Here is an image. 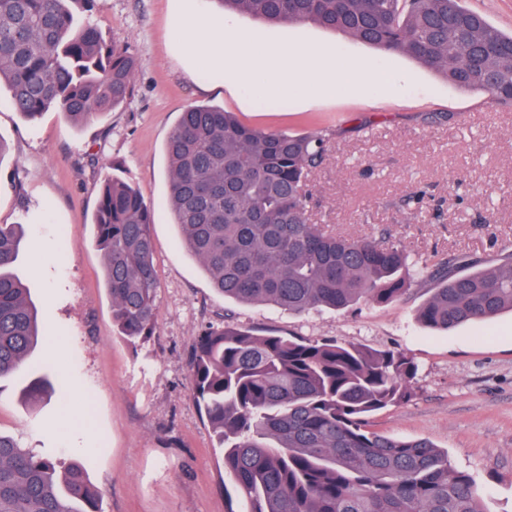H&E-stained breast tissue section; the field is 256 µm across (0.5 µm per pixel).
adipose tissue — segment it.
Returning <instances> with one entry per match:
<instances>
[{
    "mask_svg": "<svg viewBox=\"0 0 512 512\" xmlns=\"http://www.w3.org/2000/svg\"><path fill=\"white\" fill-rule=\"evenodd\" d=\"M176 44L183 60V69L188 78H195L198 62H205L216 74H223L225 57H232L239 79L246 84L254 78H262L264 86L271 91L287 87L291 83L322 81L333 87L337 80H354L361 83L374 81L375 76L365 70L350 67L338 74L328 73L323 65V52L308 49L302 54L303 66L292 70L288 59L290 50H282L276 64L270 65L259 59L249 41L239 39L225 44L223 15L200 13L183 14L176 25Z\"/></svg>",
    "mask_w": 512,
    "mask_h": 512,
    "instance_id": "obj_1",
    "label": "adipose tissue"
}]
</instances>
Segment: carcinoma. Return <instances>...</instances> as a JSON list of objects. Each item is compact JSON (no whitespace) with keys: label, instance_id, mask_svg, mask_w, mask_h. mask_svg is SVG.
<instances>
[{"label":"carcinoma","instance_id":"1","mask_svg":"<svg viewBox=\"0 0 512 512\" xmlns=\"http://www.w3.org/2000/svg\"><path fill=\"white\" fill-rule=\"evenodd\" d=\"M268 22H313L410 56L451 83L512 109V34L463 0H219ZM102 0H0V82L14 109L54 108L76 123L130 97L137 62L104 40L76 5ZM334 133L261 130L210 105L182 112L166 146L168 205L187 251L226 298L292 312L388 303L405 291L398 243L353 239L312 222L310 173ZM93 224L112 297V320L130 343L149 339L159 314L153 211L117 176L103 180ZM19 224H0V378L36 374L29 403L52 390L30 361L45 332L14 271L26 250ZM417 319L435 329L512 311V253L486 265L436 264ZM192 395L224 447L247 512H485L469 474L425 439L390 438L369 417L412 394L402 353L336 341L257 336L212 327L194 346ZM0 512H102L77 464L60 466L0 433Z\"/></svg>","mask_w":512,"mask_h":512}]
</instances>
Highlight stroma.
<instances>
[{"mask_svg":"<svg viewBox=\"0 0 512 512\" xmlns=\"http://www.w3.org/2000/svg\"><path fill=\"white\" fill-rule=\"evenodd\" d=\"M183 11L224 15L226 42L248 36L264 60L283 46L323 47L333 69L358 64L384 78L270 93L228 75L206 92L211 70L199 66L197 80L188 79L170 47ZM91 20L137 59L126 105L82 124L54 110L28 119L0 88V224L27 225L35 241L20 274L51 329L34 357L55 381L51 397L28 403L20 396L27 370L0 379V433L78 463L104 512H242L188 370L199 336L234 323L259 336L410 357L418 368L411 397L375 414L371 430L432 441L473 478L485 512H512V313L446 331L416 317L432 294L421 266L512 251V110L409 56L312 22L271 24L219 0H104ZM201 104L268 130L337 131L310 177L311 218L350 237L400 241L416 266L405 292L387 304L302 314L218 294L166 207L168 138L181 112ZM114 170L155 210L159 316L153 336L133 344L112 324L93 245L97 186Z\"/></svg>","mask_w":512,"mask_h":512,"instance_id":"35a3bbf8","label":"stroma"}]
</instances>
